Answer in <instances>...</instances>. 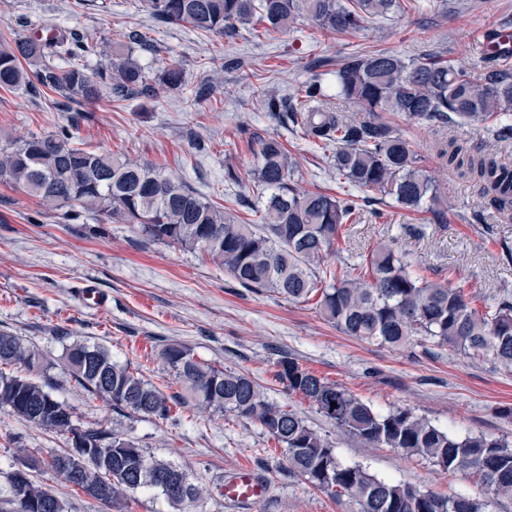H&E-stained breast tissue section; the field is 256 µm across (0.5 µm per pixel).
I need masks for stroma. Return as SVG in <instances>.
Instances as JSON below:
<instances>
[{"mask_svg":"<svg viewBox=\"0 0 512 512\" xmlns=\"http://www.w3.org/2000/svg\"><path fill=\"white\" fill-rule=\"evenodd\" d=\"M390 17L351 33L320 31L308 23L288 34L257 40L248 31L233 38L187 25H159L139 0H0V28L16 18L31 27L89 28L118 39L125 30L148 32L156 50L141 56L148 72L169 58L186 69L183 90L156 101L99 103L85 115L58 111L50 97L0 89V144L69 127L91 149L152 163L179 174L203 198L234 207L253 194L252 183L224 179L227 165L249 167L252 133L275 136L297 160L302 189L336 193V172L321 149L262 109L268 95H297L314 62H338L353 52L387 50L403 57L439 55L479 76L485 33L512 28V0H448L436 14L431 0H400ZM227 59L224 71L211 61ZM218 77L222 92L210 104H193L194 91ZM392 121L421 155L448 194L443 218L410 213L391 199L363 205L360 219L342 227L340 254L332 265L354 266L377 241L388 239L429 279L463 286L479 299L512 291V215L486 208L476 187L445 169L436 143L455 138L476 149L486 136L474 125L436 128L401 116ZM100 305H88L85 287ZM0 331L23 337L58 360L69 334L107 346L113 359L138 368L166 393L180 387L158 357L163 344L182 341L197 357L248 374L274 401L290 405L326 434L345 465L359 463L380 478L404 480L442 495L463 493L485 500L486 512H512V500L487 495L465 474L448 475L428 460L390 448H363L340 432L299 395L275 379L277 361L289 353L300 365L336 382L386 412L407 408L452 433L485 434L512 444V372L491 360L432 343L401 350L363 342L323 320L314 302L291 303L241 288L199 253L151 241L129 224H100L48 212L36 198L0 180ZM54 396L69 405L81 425L117 429L158 457L183 467L207 497L186 512H234L220 489L224 479L249 466L270 484L269 497L248 512H352L337 499L289 474L281 447L260 426L230 415L181 408L177 421L160 423L112 409L50 370ZM67 447L64 435L26 425L0 410V502L9 497L7 475L29 451Z\"/></svg>","mask_w":512,"mask_h":512,"instance_id":"stroma-1","label":"stroma"}]
</instances>
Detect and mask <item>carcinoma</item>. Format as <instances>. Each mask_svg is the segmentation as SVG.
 Listing matches in <instances>:
<instances>
[{"label":"carcinoma","mask_w":512,"mask_h":512,"mask_svg":"<svg viewBox=\"0 0 512 512\" xmlns=\"http://www.w3.org/2000/svg\"><path fill=\"white\" fill-rule=\"evenodd\" d=\"M163 24H188L232 38L263 27L287 33L303 18L330 32H353L385 19L399 0H142ZM103 45L91 66L86 56ZM146 33L133 29L118 40L90 29L0 32V89L24 86L52 93L65 112H79L102 99L118 104L154 101L185 85V68L171 58L154 74L136 52L148 51ZM486 58L474 79L434 54L405 58L385 51L355 53L326 71L336 83L328 93L315 76L292 100L274 94L266 111L329 152L336 179L357 190L377 191L409 212L440 216L448 209L440 183L421 165L412 144L384 116L386 112L431 127L480 124L489 147L473 151L455 140L440 149L442 165L479 187L485 202L512 213V166L498 146L512 142V67ZM338 98L364 110L347 117ZM254 167L225 168L229 183L247 180L256 202L237 205L260 213L248 224L237 212L199 196L180 176L109 151L80 147L70 130L11 140L0 147V178L38 199L46 210L88 215L101 224H134L158 243L204 254L240 287L290 302L317 298L318 313L344 335L402 348L432 341L472 356L488 355L512 368V293L494 306L476 308L459 288L419 273L404 254L380 242L350 275L326 263L339 230L357 220L350 197L297 186L298 162L276 137L254 135ZM164 366L202 413L231 414L258 424L284 447L288 471L314 488L345 497L354 512H485L486 503L463 494L441 496L405 482L378 478L360 464L344 466L327 437L295 410L271 400L249 375L201 361L187 344L171 341L159 352ZM63 374L115 410L167 422L176 397L146 382L138 369L112 359L110 349L75 338L61 357ZM49 362L34 346L0 332V409L46 431L77 433L91 454L53 451L30 455L9 473L12 512H64V505L37 471H49L98 501L114 506L153 489L173 512L202 498L186 471L157 458L126 434L84 427L49 391ZM276 379L290 394L315 406L337 429L365 448H393L426 459L446 473L462 472L494 497L512 498V447L486 435H451L408 409L385 414L335 382L302 368L293 357L277 361ZM337 406H331V403Z\"/></svg>","instance_id":"1"}]
</instances>
